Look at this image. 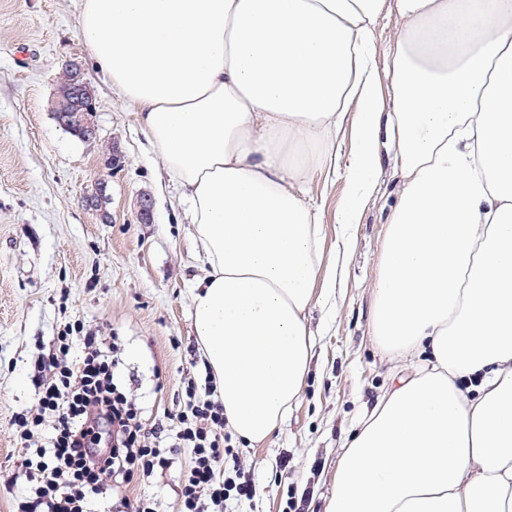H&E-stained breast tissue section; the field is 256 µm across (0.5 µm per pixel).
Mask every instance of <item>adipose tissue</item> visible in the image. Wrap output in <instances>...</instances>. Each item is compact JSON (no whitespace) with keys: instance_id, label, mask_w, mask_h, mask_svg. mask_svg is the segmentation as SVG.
<instances>
[{"instance_id":"1","label":"adipose tissue","mask_w":512,"mask_h":512,"mask_svg":"<svg viewBox=\"0 0 512 512\" xmlns=\"http://www.w3.org/2000/svg\"><path fill=\"white\" fill-rule=\"evenodd\" d=\"M384 3L83 0L80 37L181 191L208 266L193 332L249 443L299 396L306 312L336 285L308 187L354 124L337 221L356 224L391 146L372 328L426 362L353 431L324 512H512V0H394L387 100ZM397 17L394 11L392 1L387 0L384 10L379 17L375 31L374 39L377 46V68L380 82V92L386 100L392 94L390 79V53L393 39L397 30Z\"/></svg>"}]
</instances>
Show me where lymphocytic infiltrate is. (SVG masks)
Instances as JSON below:
<instances>
[{
    "label": "lymphocytic infiltrate",
    "instance_id": "f902f5d3",
    "mask_svg": "<svg viewBox=\"0 0 512 512\" xmlns=\"http://www.w3.org/2000/svg\"><path fill=\"white\" fill-rule=\"evenodd\" d=\"M75 343L82 346L76 358L70 355ZM32 382L37 399L14 415L16 432L27 448L43 424H50L53 437L25 462L30 491L19 512H87L96 496L123 497L133 478H150L166 465L161 441L169 431L175 447L193 453L180 487V512H223L230 497L251 496V479L224 431V410L201 396L194 380H187L185 407L171 414V426H146L99 336L73 323L59 332L53 351L37 354Z\"/></svg>",
    "mask_w": 512,
    "mask_h": 512
}]
</instances>
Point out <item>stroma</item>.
<instances>
[{
    "instance_id": "1",
    "label": "stroma",
    "mask_w": 512,
    "mask_h": 512,
    "mask_svg": "<svg viewBox=\"0 0 512 512\" xmlns=\"http://www.w3.org/2000/svg\"><path fill=\"white\" fill-rule=\"evenodd\" d=\"M81 5L0 0V512H15L29 491L12 417L35 403L33 356L52 347L67 321L119 339L125 392L148 423L183 408L185 376L194 377L200 394L210 391L190 318L203 256L159 156L80 37ZM397 26L389 2L374 31L386 99ZM71 61L94 91L98 137L92 141L64 130L53 112L59 77ZM115 141L123 159L112 168L108 147ZM100 178L108 182V199L96 211L83 198ZM345 187L340 174L317 175L310 185L324 213L323 265L337 268L336 286L315 290L330 302L308 312L313 359L283 423L262 443L232 441L255 491L229 500L226 512H289L293 505L322 512L346 437L393 375L416 365L387 353L372 330V292L398 189L391 149L382 148L376 190L349 230L336 222ZM143 194L153 200L149 224L136 216ZM191 458L190 449H174L170 466L147 488L131 483L128 498L145 490L155 512H179Z\"/></svg>"
}]
</instances>
